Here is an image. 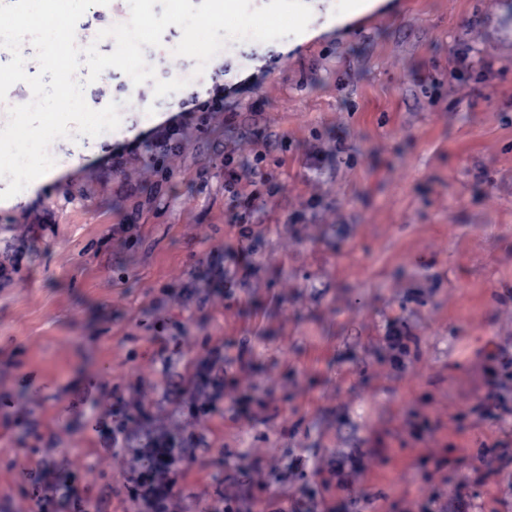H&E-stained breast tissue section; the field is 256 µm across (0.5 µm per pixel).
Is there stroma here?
Masks as SVG:
<instances>
[{
    "mask_svg": "<svg viewBox=\"0 0 512 512\" xmlns=\"http://www.w3.org/2000/svg\"><path fill=\"white\" fill-rule=\"evenodd\" d=\"M307 2L304 33L202 68L168 27L145 59L187 85L105 70L87 104L119 127L56 139L0 206V512H77L74 488L150 512L129 486L157 439L170 512H512V0ZM129 15L89 8L77 45L111 53ZM216 83L223 111L182 117ZM228 152L275 184L243 240Z\"/></svg>",
    "mask_w": 512,
    "mask_h": 512,
    "instance_id": "35a3bbf8",
    "label": "stroma"
}]
</instances>
